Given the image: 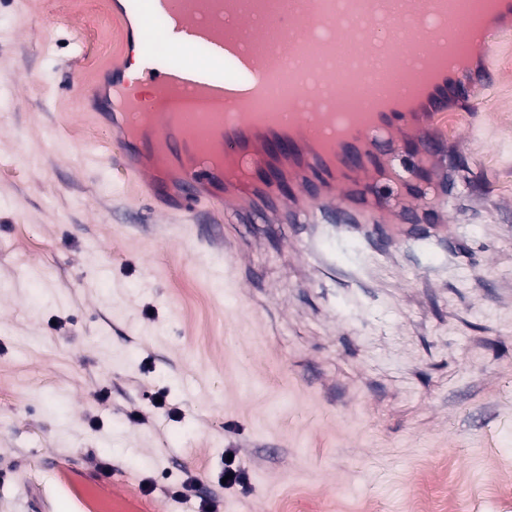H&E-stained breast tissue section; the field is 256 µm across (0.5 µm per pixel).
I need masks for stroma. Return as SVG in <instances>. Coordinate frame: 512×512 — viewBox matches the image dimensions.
<instances>
[{
    "mask_svg": "<svg viewBox=\"0 0 512 512\" xmlns=\"http://www.w3.org/2000/svg\"><path fill=\"white\" fill-rule=\"evenodd\" d=\"M109 23L0 0V512H73L64 467L139 512H198L191 475L221 512H512V30L438 120L455 255L384 253L358 289L261 224L225 270L230 211L154 215L94 154L111 132L68 75Z\"/></svg>",
    "mask_w": 512,
    "mask_h": 512,
    "instance_id": "1",
    "label": "stroma"
}]
</instances>
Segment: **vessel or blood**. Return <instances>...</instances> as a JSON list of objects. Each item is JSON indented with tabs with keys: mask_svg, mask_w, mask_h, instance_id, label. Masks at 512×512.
Wrapping results in <instances>:
<instances>
[{
	"mask_svg": "<svg viewBox=\"0 0 512 512\" xmlns=\"http://www.w3.org/2000/svg\"><path fill=\"white\" fill-rule=\"evenodd\" d=\"M498 0H141L139 28L156 18L177 26L185 45L204 47L205 63L181 57L145 62L136 81L114 71L108 107L127 135H115L118 159L143 197L176 203L162 216L195 211L200 201L237 213L263 203L290 208L307 229L326 226V242H357L358 268L375 237L400 246L420 240L429 260L447 256L457 235L447 218V155L433 121L453 97L477 99L490 75L459 69L458 53L488 39L481 18ZM294 25L275 43L259 38L282 11ZM409 38L443 25L441 44L400 64L401 85L376 109L351 108L340 88L359 89L361 57L335 66L333 45L363 36L366 53L384 54L392 25ZM232 64L234 76L216 72ZM205 101V109L136 131L139 114L168 96ZM423 208L436 216L424 234L385 210Z\"/></svg>",
	"mask_w": 512,
	"mask_h": 512,
	"instance_id": "1",
	"label": "vessel or blood"
}]
</instances>
